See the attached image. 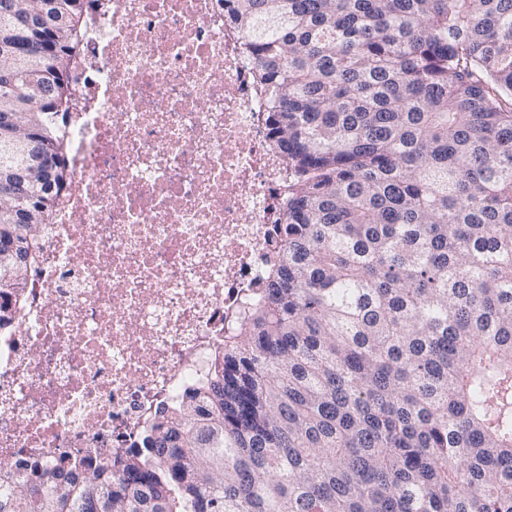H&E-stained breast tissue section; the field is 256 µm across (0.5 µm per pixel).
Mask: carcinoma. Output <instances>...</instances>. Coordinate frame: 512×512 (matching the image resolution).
Instances as JSON below:
<instances>
[{
  "label": "carcinoma",
  "instance_id": "cac0c4a2",
  "mask_svg": "<svg viewBox=\"0 0 512 512\" xmlns=\"http://www.w3.org/2000/svg\"><path fill=\"white\" fill-rule=\"evenodd\" d=\"M0 0L46 94L0 75V296L69 179L92 0ZM288 171L274 261L122 471L0 487V512H512V0H223Z\"/></svg>",
  "mask_w": 512,
  "mask_h": 512
}]
</instances>
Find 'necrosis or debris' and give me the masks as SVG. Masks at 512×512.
I'll return each instance as SVG.
<instances>
[{"mask_svg":"<svg viewBox=\"0 0 512 512\" xmlns=\"http://www.w3.org/2000/svg\"><path fill=\"white\" fill-rule=\"evenodd\" d=\"M222 0H95L71 183L0 336V481L121 460L203 382L286 176Z\"/></svg>","mask_w":512,"mask_h":512,"instance_id":"4bbe7bcc","label":"necrosis or debris"}]
</instances>
